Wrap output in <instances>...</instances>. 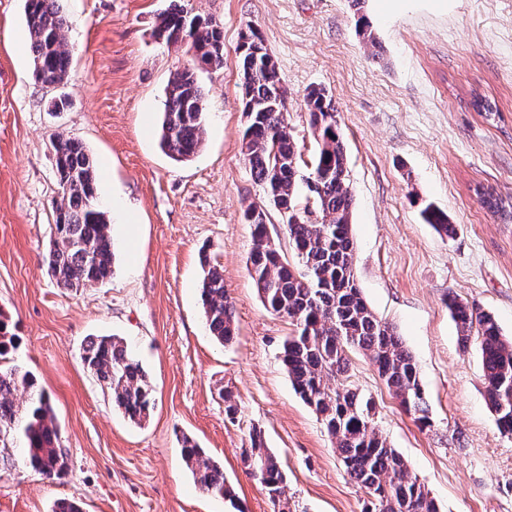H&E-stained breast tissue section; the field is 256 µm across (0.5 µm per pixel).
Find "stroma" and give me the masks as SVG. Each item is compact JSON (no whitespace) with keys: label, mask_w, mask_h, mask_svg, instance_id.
<instances>
[{"label":"stroma","mask_w":512,"mask_h":512,"mask_svg":"<svg viewBox=\"0 0 512 512\" xmlns=\"http://www.w3.org/2000/svg\"><path fill=\"white\" fill-rule=\"evenodd\" d=\"M224 29V67L201 69L206 135L186 162L159 147L171 72L186 47L154 35L170 4ZM72 66L61 84L36 80L25 0H0V316L13 340L0 367L30 370L50 397L67 468L47 478L0 469V512H273L242 461L261 430L286 475L293 512H365L316 414L280 360L291 327L265 310L246 269L263 203L241 152L245 123L236 66L241 34L260 33L287 91L288 131L311 161L304 94L324 87L337 110L354 198L355 276L376 316L414 356L433 426L399 407L367 357L349 355V384L440 512H512V439L486 404L477 341L461 346L449 297L490 312L512 337V222L483 207L494 192L512 210V0H366L381 47L356 31L350 0H60ZM68 95L66 111L48 101ZM496 104L489 119L475 99ZM80 139L109 222L112 276L59 287L43 257L56 220L52 141ZM435 204L455 224L440 236L420 217ZM224 269L236 338L209 335L199 301L200 256ZM121 337L155 389L140 425L113 407L82 362L88 337ZM232 393L236 414L225 412ZM221 463L236 500L202 493L178 439Z\"/></svg>","instance_id":"stroma-1"}]
</instances>
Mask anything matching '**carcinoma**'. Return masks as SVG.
Masks as SVG:
<instances>
[{
  "label": "carcinoma",
  "instance_id": "1",
  "mask_svg": "<svg viewBox=\"0 0 512 512\" xmlns=\"http://www.w3.org/2000/svg\"><path fill=\"white\" fill-rule=\"evenodd\" d=\"M365 0H351L359 35L376 47L361 15ZM25 21L30 35L34 76L63 82L70 69L66 48L69 21L59 0H26ZM154 34L168 44H184L198 64L224 67V30L210 18L189 15L176 4L158 17ZM250 40L239 53L242 106L254 114L242 134L241 150L255 179L274 209H288L286 228L297 262L288 261L267 225L251 223L256 208L244 211L252 224L253 245L246 261L264 306L284 317L293 331L284 340L282 362L300 398L323 422L347 475L369 496L367 512H438V505L405 459L381 434L375 405L347 385L349 353L360 351L378 376L422 429L433 427L418 366L395 328L369 308L354 275L355 242L351 232L353 197L347 183L348 161L336 109L323 87L304 97L306 121L317 150L311 169L302 170L301 149L288 132L286 105L278 75L268 74L254 51L268 55L262 36L249 30ZM204 93L193 69L176 70L169 79L161 121L160 146L175 161H188L203 146L205 113L197 104ZM59 200L45 264L62 288L79 290L105 282L112 275L114 254L106 212L98 203L97 177L84 144L57 135L52 144ZM425 223L441 236L456 234L448 215L428 204ZM200 300L206 324L219 342L232 340L235 311L224 288L223 270L201 257ZM448 310L462 343L471 333L479 340L486 401L501 435L512 437V339L495 317L448 297ZM84 366L109 391L112 405L131 422L142 424L154 408V388L141 364L116 336L90 338L82 354ZM181 452L195 483L205 493L231 498L221 464L208 457L190 436L180 438ZM14 448L32 470L51 477L67 468L46 393L35 377L14 367L0 369V461ZM249 469L277 512H291L285 496V475L278 458L266 448L261 431L249 436L244 450Z\"/></svg>",
  "mask_w": 512,
  "mask_h": 512
}]
</instances>
